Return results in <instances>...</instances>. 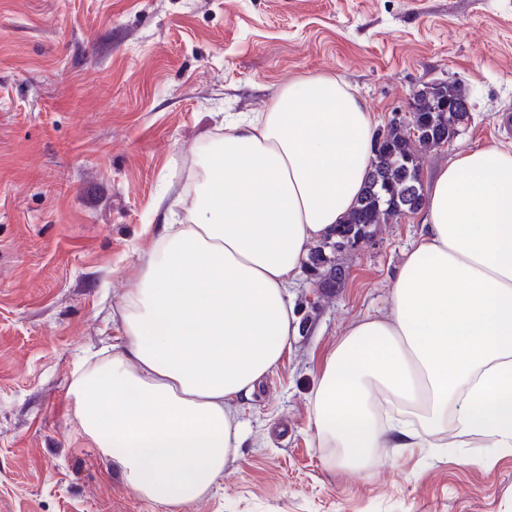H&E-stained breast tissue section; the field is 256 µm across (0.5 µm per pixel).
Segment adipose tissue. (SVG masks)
I'll list each match as a JSON object with an SVG mask.
<instances>
[{
	"label": "adipose tissue",
	"instance_id": "adipose-tissue-1",
	"mask_svg": "<svg viewBox=\"0 0 512 512\" xmlns=\"http://www.w3.org/2000/svg\"><path fill=\"white\" fill-rule=\"evenodd\" d=\"M374 128L359 96L317 75L230 115L201 155L186 223L164 225L124 295L121 351L70 387L81 435L139 497L180 506L223 475L237 402L289 351L288 287L352 207ZM311 403L318 446L358 471L373 449L444 439L512 453V148L439 168L389 315L337 342Z\"/></svg>",
	"mask_w": 512,
	"mask_h": 512
}]
</instances>
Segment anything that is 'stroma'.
Here are the masks:
<instances>
[{"instance_id":"obj_1","label":"stroma","mask_w":512,"mask_h":512,"mask_svg":"<svg viewBox=\"0 0 512 512\" xmlns=\"http://www.w3.org/2000/svg\"><path fill=\"white\" fill-rule=\"evenodd\" d=\"M344 81L385 128L423 84L459 80L472 122L429 151L512 143V0H0V512H165L80 435L70 385L111 356L154 235L190 203L195 160L231 112L288 81ZM421 214L373 227L347 269L304 267L299 327L239 406L244 438L180 512H512V454L378 448L334 465L310 395L338 340L390 310Z\"/></svg>"}]
</instances>
